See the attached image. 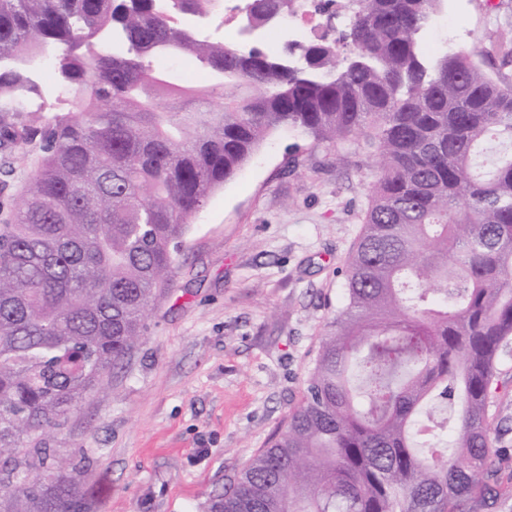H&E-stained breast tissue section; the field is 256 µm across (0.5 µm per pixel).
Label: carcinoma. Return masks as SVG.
<instances>
[{"instance_id":"1","label":"carcinoma","mask_w":512,"mask_h":512,"mask_svg":"<svg viewBox=\"0 0 512 512\" xmlns=\"http://www.w3.org/2000/svg\"><path fill=\"white\" fill-rule=\"evenodd\" d=\"M216 0H0V100L53 60L71 109L0 120L43 156L0 224V512H81L76 477L17 471L143 336L212 191L271 131L363 135L379 173L302 401L208 512H474L489 485V395L512 343V85L472 52L425 56L440 0H329L337 37L281 55L191 22ZM293 0H245L261 29ZM112 45L103 51L97 45ZM193 57L208 84L151 68ZM221 103L214 106V97Z\"/></svg>"}]
</instances>
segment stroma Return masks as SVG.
I'll use <instances>...</instances> for the list:
<instances>
[{"instance_id":"stroma-1","label":"stroma","mask_w":512,"mask_h":512,"mask_svg":"<svg viewBox=\"0 0 512 512\" xmlns=\"http://www.w3.org/2000/svg\"><path fill=\"white\" fill-rule=\"evenodd\" d=\"M426 27V51L485 57L512 85V0H451ZM456 30H449L448 18ZM43 92L20 122L66 111L72 89L39 72ZM41 158L38 142L0 151V224ZM377 178L365 137L335 146L271 133L197 213L160 289L147 331L122 365L60 426L36 436L78 475L87 512H207L300 404L321 340L344 301L343 271ZM489 413L492 468L512 480V345L500 356Z\"/></svg>"}]
</instances>
